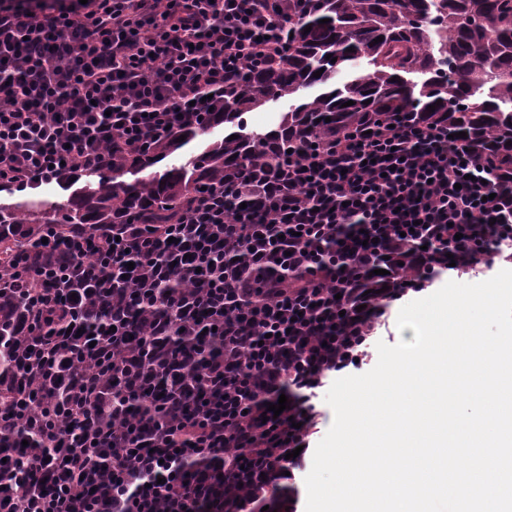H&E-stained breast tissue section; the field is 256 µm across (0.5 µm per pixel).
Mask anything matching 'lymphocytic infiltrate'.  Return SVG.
Listing matches in <instances>:
<instances>
[{
	"instance_id": "f902f5d3",
	"label": "lymphocytic infiltrate",
	"mask_w": 512,
	"mask_h": 512,
	"mask_svg": "<svg viewBox=\"0 0 512 512\" xmlns=\"http://www.w3.org/2000/svg\"><path fill=\"white\" fill-rule=\"evenodd\" d=\"M289 23L278 0H0V189L108 170L199 125L243 84L245 64L287 55ZM489 167L446 127L383 124L289 161L234 220L224 198L240 186L211 185L184 227L161 229L153 271L164 279L195 265L201 285L143 335L161 340L220 292L219 352L159 356L190 381L166 400L164 420L133 426L113 420L121 398L92 372L69 373L73 421L100 430L51 438L71 449L64 463L32 451L24 464L42 492L12 497L11 512H246L300 466L293 452L317 428L318 389L366 357L394 301L512 249V189L488 180ZM95 242H55L60 267L27 271L50 306L75 308L68 280L96 279L85 261ZM236 253L267 283L239 278L226 261ZM282 397L287 409L268 416ZM100 447L124 455L93 483Z\"/></svg>"
}]
</instances>
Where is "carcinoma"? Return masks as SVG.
Segmentation results:
<instances>
[{
	"label": "carcinoma",
	"mask_w": 512,
	"mask_h": 512,
	"mask_svg": "<svg viewBox=\"0 0 512 512\" xmlns=\"http://www.w3.org/2000/svg\"><path fill=\"white\" fill-rule=\"evenodd\" d=\"M283 5L296 19L288 28V56L246 66L240 98H225L224 108L207 117V127L224 126L223 138L158 177L134 182L100 177L88 182L86 190L65 205L41 204L37 218L0 206V258L24 251L29 261L38 262L45 256L42 239L50 235L81 238L95 229L110 236L124 232L127 224H139L141 232L133 235L129 261L135 271L147 273L154 264L151 228L177 223L184 202L202 187L221 179L242 180L257 191L281 171L285 160L300 154L307 140L321 145L386 121L438 123L450 134L464 131L462 142L512 172V145H507L512 142V0H283ZM325 18L329 22L321 23ZM380 36L383 40L374 43ZM350 47L354 51H348ZM363 59L367 69L360 71ZM320 69L321 76L313 77ZM315 86L321 87L318 94L301 97ZM283 98L294 103L281 113L275 127L262 133L248 129V113ZM350 100L354 104L344 106ZM326 117L331 121H324ZM202 134L198 128H183L158 143L148 161L130 158L112 172L120 175L157 164ZM182 135L185 140L180 142ZM125 273V268L111 270L93 285L73 284L94 302L53 324L32 314L24 291L14 288L0 295V394L5 395L0 407L11 417L0 428V452L10 456L0 461L1 495H13L27 481L20 459L41 444L27 439L26 431L34 422L52 431L70 427V413L61 402L65 377L43 359L44 331L64 333L75 325L87 336L106 338L113 304L124 308L134 336L130 347L138 352L135 361L120 350L109 351L104 340L92 348L72 343L68 349L86 359L83 367L94 361L109 373L107 390L126 393L132 407L127 412L129 422L151 411L136 399L140 390L133 372L152 377L156 397L178 388L158 366V350L185 356L216 352L207 336H177L160 344L143 341L144 312L123 278ZM147 284L154 317L167 316V308L185 288L180 277L172 281L149 277ZM24 360L29 372L19 376L15 365Z\"/></svg>",
	"instance_id": "cac0c4a2"
}]
</instances>
